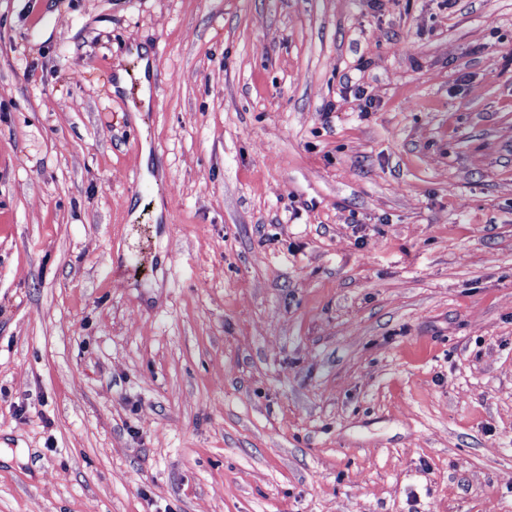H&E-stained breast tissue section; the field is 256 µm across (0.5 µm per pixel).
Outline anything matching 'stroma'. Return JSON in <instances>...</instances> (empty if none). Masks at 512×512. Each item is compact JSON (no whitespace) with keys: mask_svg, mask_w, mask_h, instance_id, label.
I'll use <instances>...</instances> for the list:
<instances>
[{"mask_svg":"<svg viewBox=\"0 0 512 512\" xmlns=\"http://www.w3.org/2000/svg\"><path fill=\"white\" fill-rule=\"evenodd\" d=\"M0 512H512V0H0Z\"/></svg>","mask_w":512,"mask_h":512,"instance_id":"obj_1","label":"stroma"}]
</instances>
